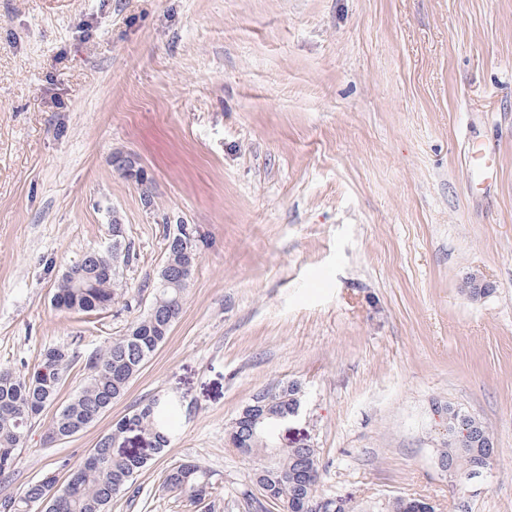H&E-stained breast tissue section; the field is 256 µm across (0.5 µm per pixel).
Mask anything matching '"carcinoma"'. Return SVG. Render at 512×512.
I'll return each mask as SVG.
<instances>
[{"mask_svg":"<svg viewBox=\"0 0 512 512\" xmlns=\"http://www.w3.org/2000/svg\"><path fill=\"white\" fill-rule=\"evenodd\" d=\"M130 247L112 245L93 251L65 270L58 280L54 305L65 311L102 312L124 295L120 266L129 263ZM197 260L193 248L167 237L166 260L157 278L152 303L127 331L115 338L87 361L90 375L85 384L58 410L48 428L51 441L71 438L92 424L120 399L131 380L167 339L178 319L187 281L183 280L189 261ZM73 357L64 346L49 347L33 370L20 373L0 367V474L15 466L22 447L30 412L42 413L58 397L64 373ZM262 401L249 403L228 431L229 441L241 453L270 454L268 464L254 473L256 491L245 496L251 508L264 512L266 505H276L280 512H298L302 500L313 499L306 478L319 474L318 450L315 448L275 447V428L288 420L294 404L301 401V387L292 382L278 383L266 393H256ZM448 414V440L440 450L439 462L449 475H469L477 469L476 461L486 452L484 442L492 433L483 422L463 409L439 404ZM176 406L173 403L146 404L133 416L160 453L174 432ZM126 422L119 421L112 433L102 437L96 447L73 469L64 491L49 494L44 482L30 485L17 499L4 504L8 512H107L113 497L127 490L150 457L147 454L112 455V444L125 432ZM163 488L199 500L214 489L212 475L196 462L170 467Z\"/></svg>","mask_w":512,"mask_h":512,"instance_id":"cac0c4a2","label":"carcinoma"}]
</instances>
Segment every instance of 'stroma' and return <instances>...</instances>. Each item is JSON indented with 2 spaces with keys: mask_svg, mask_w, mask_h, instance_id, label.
<instances>
[{
  "mask_svg": "<svg viewBox=\"0 0 512 512\" xmlns=\"http://www.w3.org/2000/svg\"><path fill=\"white\" fill-rule=\"evenodd\" d=\"M116 225L135 252L123 301L57 309L63 272ZM183 229L198 260L165 342L81 433L49 444L53 409L34 419L0 502L65 484L118 421L172 400L169 444L108 512H248L267 458L227 430L295 381L277 442L317 448L318 491L345 512H512V0H0V367L67 346L66 404ZM471 272L494 292L470 300ZM437 399L493 432L488 473L439 468ZM184 461L213 475L204 502L162 488Z\"/></svg>",
  "mask_w": 512,
  "mask_h": 512,
  "instance_id": "35a3bbf8",
  "label": "stroma"
}]
</instances>
